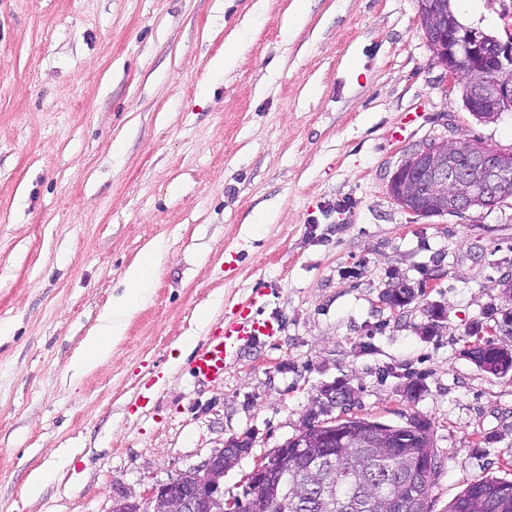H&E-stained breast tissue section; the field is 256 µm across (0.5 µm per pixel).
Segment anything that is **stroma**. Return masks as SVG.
I'll return each mask as SVG.
<instances>
[{
	"label": "stroma",
	"instance_id": "obj_1",
	"mask_svg": "<svg viewBox=\"0 0 512 512\" xmlns=\"http://www.w3.org/2000/svg\"><path fill=\"white\" fill-rule=\"evenodd\" d=\"M451 137L512 151V112L464 109L417 0H0V512H111L232 438L239 493L332 385L354 414L431 422L429 512L512 480V377L466 354L512 308V197L423 217L387 190ZM158 243L110 359L76 372ZM257 295L279 336L195 381L197 345Z\"/></svg>",
	"mask_w": 512,
	"mask_h": 512
}]
</instances>
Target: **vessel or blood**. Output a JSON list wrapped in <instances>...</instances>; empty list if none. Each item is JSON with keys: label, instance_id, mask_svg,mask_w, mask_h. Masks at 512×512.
I'll return each instance as SVG.
<instances>
[{"label": "vessel or blood", "instance_id": "1", "mask_svg": "<svg viewBox=\"0 0 512 512\" xmlns=\"http://www.w3.org/2000/svg\"><path fill=\"white\" fill-rule=\"evenodd\" d=\"M279 331L278 320L258 317L248 306L238 309L230 323L217 328L196 350L192 361L194 378L209 381L220 377L228 358L238 355L257 339L276 336Z\"/></svg>", "mask_w": 512, "mask_h": 512}]
</instances>
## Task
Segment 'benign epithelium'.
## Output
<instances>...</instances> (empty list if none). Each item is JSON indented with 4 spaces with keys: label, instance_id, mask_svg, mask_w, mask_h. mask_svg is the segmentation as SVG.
I'll return each mask as SVG.
<instances>
[{
    "label": "benign epithelium",
    "instance_id": "obj_1",
    "mask_svg": "<svg viewBox=\"0 0 512 512\" xmlns=\"http://www.w3.org/2000/svg\"><path fill=\"white\" fill-rule=\"evenodd\" d=\"M418 13L433 58L445 70L448 85L465 82L469 111L481 122H493L512 110V79L503 76L512 67V40H489L480 32L456 23L449 0H417ZM512 153L468 138L431 140L414 150L393 174L388 191L404 209L426 215L463 214L472 208H492L509 196ZM472 344L469 358L493 375L508 372L512 345H493V355ZM351 392L323 389L295 436L256 461L241 480L242 494L226 495L224 476L247 454L241 440L230 439L207 459L169 484H155L139 493L129 492L115 500L112 512L131 505L136 512H301L317 499L321 512L341 496L336 475V452L347 458L345 472L365 471L364 458L355 452L365 448L384 465L399 461V473L420 498L421 483L438 464L435 450L421 458L395 456L399 447L395 428L363 416L331 419L320 416L345 407ZM369 512H395L394 500L379 496L368 501Z\"/></svg>",
    "mask_w": 512,
    "mask_h": 512
}]
</instances>
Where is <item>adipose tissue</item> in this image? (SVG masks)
I'll return each mask as SVG.
<instances>
[{"mask_svg": "<svg viewBox=\"0 0 512 512\" xmlns=\"http://www.w3.org/2000/svg\"><path fill=\"white\" fill-rule=\"evenodd\" d=\"M163 257L162 247H154L127 271L126 291L104 312L98 331L87 338L84 352L78 360L80 366L87 367L108 357L113 337L121 335L125 317L130 316L143 301L151 286L152 274Z\"/></svg>", "mask_w": 512, "mask_h": 512, "instance_id": "adipose-tissue-1", "label": "adipose tissue"}]
</instances>
